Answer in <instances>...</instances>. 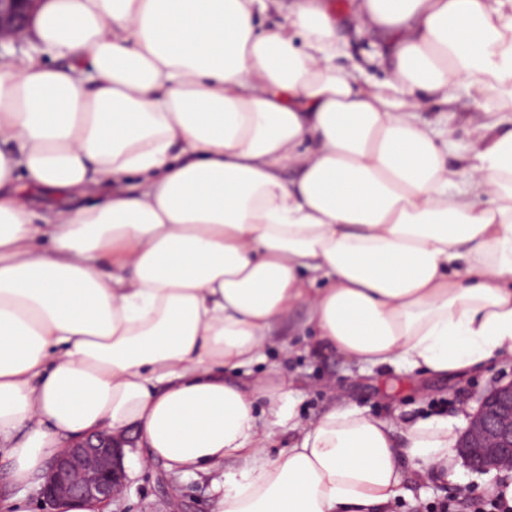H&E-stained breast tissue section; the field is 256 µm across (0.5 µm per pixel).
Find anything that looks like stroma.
<instances>
[{"label":"stroma","mask_w":512,"mask_h":512,"mask_svg":"<svg viewBox=\"0 0 512 512\" xmlns=\"http://www.w3.org/2000/svg\"><path fill=\"white\" fill-rule=\"evenodd\" d=\"M384 41L383 35L373 31L350 39L343 44L338 62L346 66L351 60L361 61L364 70L356 76L359 83L383 79L385 72L376 56ZM420 117L439 129L451 130L450 161L478 148V128L485 114L464 91H457L455 101L449 105L428 106ZM307 315L306 307L297 308L265 345L263 360L248 370L252 378L270 371L294 377L297 410L306 421L343 403L390 419L399 427L424 414L445 415L454 420L471 416L479 397L491 387L512 382V359L449 378L413 373L402 365L357 366L332 349L309 350ZM124 466L128 476L125 492L107 504V512H210L214 497L211 476L201 473L181 479L172 477L161 465H142L135 447L126 448ZM485 480V475L468 468L446 481L409 482L408 498L396 502L391 512H430L432 506L447 499L458 487L478 491Z\"/></svg>","instance_id":"obj_1"}]
</instances>
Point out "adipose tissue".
<instances>
[{
	"instance_id": "obj_1",
	"label": "adipose tissue",
	"mask_w": 512,
	"mask_h": 512,
	"mask_svg": "<svg viewBox=\"0 0 512 512\" xmlns=\"http://www.w3.org/2000/svg\"><path fill=\"white\" fill-rule=\"evenodd\" d=\"M270 10L286 17L266 29ZM351 11L390 37L381 82L337 64L330 0H42L28 29L55 64L0 63L14 483L103 430L215 474L213 512H389L409 476L461 472L446 416L306 422L277 373L232 377L301 304L357 365L451 377L512 357V0ZM460 87L493 116L462 190L418 116ZM284 423L292 446L268 456Z\"/></svg>"
}]
</instances>
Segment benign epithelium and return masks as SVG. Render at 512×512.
Instances as JSON below:
<instances>
[{"label":"benign epithelium","mask_w":512,"mask_h":512,"mask_svg":"<svg viewBox=\"0 0 512 512\" xmlns=\"http://www.w3.org/2000/svg\"><path fill=\"white\" fill-rule=\"evenodd\" d=\"M40 0H0V36L22 33ZM124 440L108 433L86 437L56 459L40 488L53 512H68L74 500L107 503L127 483ZM469 466L482 473L512 465V383L479 399L458 446Z\"/></svg>","instance_id":"obj_1"}]
</instances>
